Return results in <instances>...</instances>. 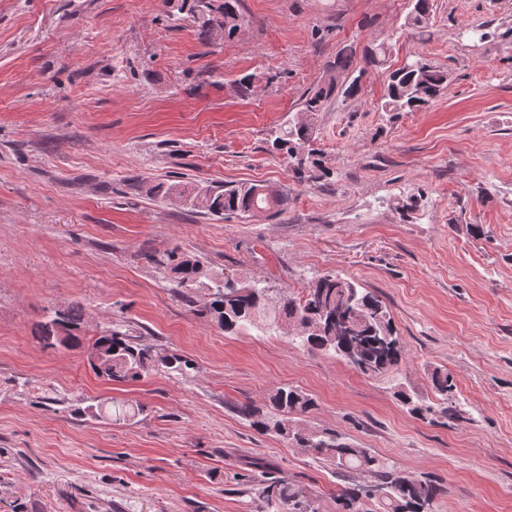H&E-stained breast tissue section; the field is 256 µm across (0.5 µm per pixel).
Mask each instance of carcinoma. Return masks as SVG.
Here are the masks:
<instances>
[{"label":"carcinoma","instance_id":"obj_1","mask_svg":"<svg viewBox=\"0 0 512 512\" xmlns=\"http://www.w3.org/2000/svg\"><path fill=\"white\" fill-rule=\"evenodd\" d=\"M198 27L200 38L211 43L231 41L242 26L240 0H183ZM405 23L425 27L431 18V0H411ZM355 50L346 46L336 53L327 68L328 78L306 94L300 109L270 135L272 150L288 160L297 182L329 180L333 172L325 165L321 151L313 147L317 112L335 95L351 97L359 91L355 72ZM448 87V71L417 57L392 71L381 110L415 112L428 107ZM146 194L179 200L215 217L247 215L268 209L281 214L287 199L260 183L208 186L192 194L176 184H157ZM146 258L165 273L193 311L214 322L228 334L250 329L286 331L298 345L309 351L332 352L352 363L353 347H360L373 360L371 374L396 370L404 361L401 338L387 306L380 298L362 291L357 282L337 274L312 280L300 295L274 292L254 280H239L214 274L198 260L176 250L150 252ZM85 310L74 303L64 310H52L40 324L37 339L45 348L78 346V334ZM103 356L92 369L112 382L136 381L163 370L182 376L189 361L174 351H157L138 342L121 328L107 327L89 346ZM434 399L425 400L405 389L397 391L408 412L421 420L457 421L456 383L446 371L431 376ZM316 407L311 394L293 386H280L267 396L265 407L252 403L237 406V412L253 429L282 437L336 469L344 479L337 490L339 512H372L361 507L369 492L377 493V512H435L446 487L430 477L407 479L393 462L351 442L336 430L318 429L309 422Z\"/></svg>","mask_w":512,"mask_h":512}]
</instances>
